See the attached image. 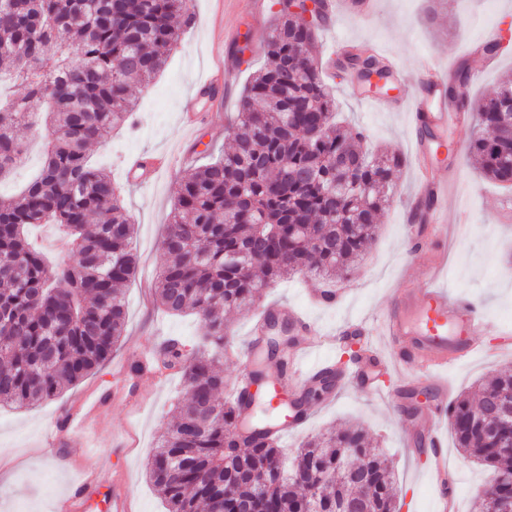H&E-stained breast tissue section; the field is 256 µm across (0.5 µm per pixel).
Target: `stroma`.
<instances>
[{
	"label": "stroma",
	"instance_id": "35a3bbf8",
	"mask_svg": "<svg viewBox=\"0 0 512 512\" xmlns=\"http://www.w3.org/2000/svg\"><path fill=\"white\" fill-rule=\"evenodd\" d=\"M264 2L263 10L257 12L250 0H193L196 21L192 28L155 80L134 91L131 124L91 147L92 163L111 171L119 184L135 228L132 248L137 264L124 287L125 333L110 363L58 397L21 409L0 406V512H54L57 501L88 469L107 471L113 481L126 483L136 512H167L165 501L147 480L146 469L185 391L175 371L160 372L153 360L170 337L180 338L187 354L197 352L201 327L194 315L165 313L153 297V285L166 261L161 240L171 220L179 180L204 164L207 153L218 154L229 147L227 128L235 118L238 97L250 76L268 63L264 44L254 40L253 33L259 28L271 30L278 7L275 0ZM217 4L230 37L224 48L228 83L223 99L197 97L199 119L190 134L181 107L187 97L197 96L195 82L212 64V15ZM505 8V0H448L446 7L434 11L427 0H378L369 18L344 16L335 28H322L311 53L320 63L337 40L357 45L374 42L401 68L398 82L388 93L389 98L400 100L419 93L421 63L449 70L465 58L470 67L467 94L477 101L493 93L503 76L512 75V51L492 63L473 53L487 29L503 34L512 27V14H506ZM324 80L334 90L337 122L351 132H363L368 147L399 154L404 160L397 191L380 216L371 248L334 283L339 293L336 303L315 302L319 282L300 273L283 277L262 292V304L294 307L318 332L330 334L350 321L378 320L394 296L427 287L431 281L425 278L421 264L405 262L402 198L413 195L416 188V131L409 114L371 109L347 73L328 74ZM450 136L464 157L453 174L457 192L448 199L453 219L445 230L430 236L432 243L448 250V266L437 272L433 282L481 303L487 319L486 353L448 370V397L453 400L476 394L479 384L512 368V222L503 220L505 212L512 211V192L484 179L474 160L466 157L469 129L451 130ZM155 153H174L178 160L149 187L125 180L123 169L130 160ZM255 318L252 310L225 316L230 342L224 354L226 385H233L248 369L246 353ZM139 360L145 368L138 378L113 371L114 362L128 366ZM430 388L425 377L417 375L408 382L393 372L384 378L379 396L349 385L312 405L308 425L284 439L282 448L291 454L312 437L346 424L362 425L393 462L400 512H433V491L422 476L427 457L416 451L414 412L421 394ZM89 393L104 399L105 421L97 456L73 458L62 446L47 450L45 427L78 410ZM124 428L137 436V447H113V430ZM448 462L461 479L453 512H473L476 491L489 482L492 473L455 447L448 450Z\"/></svg>",
	"mask_w": 512,
	"mask_h": 512
}]
</instances>
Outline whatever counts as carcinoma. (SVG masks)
I'll return each mask as SVG.
<instances>
[{
	"mask_svg": "<svg viewBox=\"0 0 512 512\" xmlns=\"http://www.w3.org/2000/svg\"><path fill=\"white\" fill-rule=\"evenodd\" d=\"M295 0H280L265 45L269 65L246 87L224 155L186 173L162 241L166 256L155 297L171 314L190 311L203 343L184 354L172 339L160 364L181 374L186 396L148 463L149 481L168 512H221L257 496L268 512H299L311 488L316 512L370 496L372 512H400L392 465L364 429L348 425L305 442L288 477L282 448L267 427L238 433L250 402L226 403L224 312L252 307L284 275L327 279L371 245L377 220L397 187L402 158L364 150L366 137L332 119L335 99L310 54L326 14L306 21ZM193 24L191 0H0V72L16 95L0 104V179L23 161L18 131L52 129L37 177L0 198V406L50 400L99 371L126 325L121 287L135 273L134 224L110 173L89 163V147L124 125L132 92L166 64ZM504 49L490 39L475 52ZM366 91L392 88L387 62L357 49L340 61ZM386 80L379 87L371 75ZM466 60L448 72V99L476 113L468 150L483 174L512 189V77L472 105ZM349 167L336 170V157ZM63 227L68 259L53 268L27 241L34 224ZM309 237V245L298 242ZM336 382L329 370L296 400L305 410ZM512 391V372L492 379L476 400L448 409L456 447L495 475L480 512L512 497V447L490 432L489 397ZM257 473L258 482L247 477Z\"/></svg>",
	"mask_w": 512,
	"mask_h": 512,
	"instance_id": "carcinoma-1",
	"label": "carcinoma"
}]
</instances>
